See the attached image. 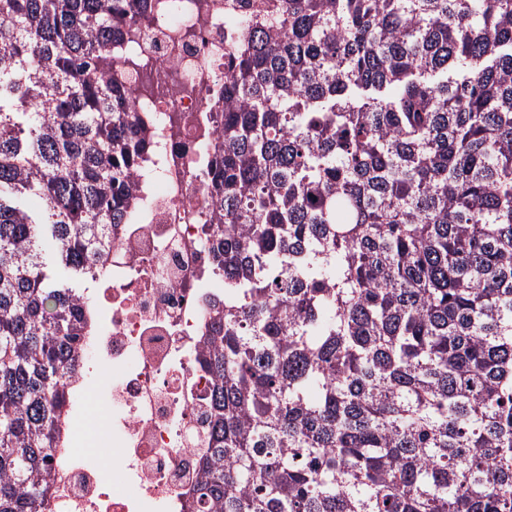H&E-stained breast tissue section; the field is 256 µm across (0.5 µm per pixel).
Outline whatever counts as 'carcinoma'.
I'll return each mask as SVG.
<instances>
[{"label": "carcinoma", "instance_id": "1", "mask_svg": "<svg viewBox=\"0 0 512 512\" xmlns=\"http://www.w3.org/2000/svg\"><path fill=\"white\" fill-rule=\"evenodd\" d=\"M142 9L0 0V512H50ZM235 48L192 512H512V0H271Z\"/></svg>", "mask_w": 512, "mask_h": 512}]
</instances>
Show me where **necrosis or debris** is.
Segmentation results:
<instances>
[{
  "mask_svg": "<svg viewBox=\"0 0 512 512\" xmlns=\"http://www.w3.org/2000/svg\"><path fill=\"white\" fill-rule=\"evenodd\" d=\"M259 2L147 0L144 35L113 49L114 81L154 118L150 158L133 169L135 207L112 227L51 512H188L213 383L195 356L224 302L200 231L212 217L206 146L217 139L232 39ZM94 387L108 408L101 420L84 405ZM105 439L108 459L97 452ZM117 479L129 494L113 493Z\"/></svg>",
  "mask_w": 512,
  "mask_h": 512,
  "instance_id": "obj_1",
  "label": "necrosis or debris"
}]
</instances>
